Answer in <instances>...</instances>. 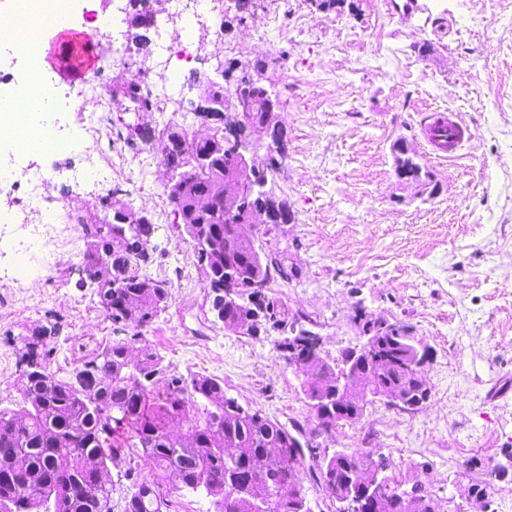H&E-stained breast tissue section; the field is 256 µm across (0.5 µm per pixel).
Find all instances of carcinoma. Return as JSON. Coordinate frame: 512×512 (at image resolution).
Here are the masks:
<instances>
[{"mask_svg": "<svg viewBox=\"0 0 512 512\" xmlns=\"http://www.w3.org/2000/svg\"><path fill=\"white\" fill-rule=\"evenodd\" d=\"M131 27L149 30L148 15L155 13L152 0H132ZM261 0H235L224 11L228 25L260 6ZM189 84L208 103L224 101L243 93L253 111L233 123V133L244 143L259 141L264 154L252 188L246 189L235 157L224 150L225 123L190 129L178 122L167 125L158 139L161 163L170 174L168 197L186 213L194 198L220 183L239 196L237 212L226 215L224 202L199 207L183 224L192 241L209 287L217 296L211 305L221 314L224 329L258 336L271 328L288 332V309L264 290L277 275L294 276L285 265L284 252L266 251L263 238L277 224L263 231L252 223L262 211L281 217L292 215L288 201L273 188L285 150L283 132L264 112L277 94L242 76L231 84L202 81ZM398 177L426 185L429 178L414 156L405 154ZM155 232L150 218L120 230L112 224L84 225L86 250L83 269L86 280L112 273L111 288L98 293L106 316L116 323L149 324L166 307L168 286L140 274V263H149L148 247ZM411 326L392 324L378 328L377 346L356 372L373 373L374 394L418 403L429 398L430 388L411 366L414 350L405 340ZM54 329L37 326L21 338V361L28 369L21 376L23 406L0 408V512H112L110 464L127 453L151 462L158 479H141L130 468V481L123 512H167L164 486L201 490L214 499L216 512H256L267 503L270 512H295L298 474L308 468L323 492L344 499L357 481L376 465L392 468L389 459H375L367 451L329 456L318 446L299 448L285 427L257 411L239 404L224 393L217 376L173 372L163 358L145 344L132 361L129 343L106 344L92 359L75 369L68 379L50 370ZM341 372L336 362L319 360L305 365L301 384L306 398L316 400L312 412L327 414L318 426L328 431L336 424V383ZM468 488L487 490V477L508 475L499 462L471 458L466 461ZM30 488L23 498L12 481ZM430 500L431 490L422 483L405 487L389 475L375 493L380 512H405L402 496Z\"/></svg>", "mask_w": 512, "mask_h": 512, "instance_id": "obj_1", "label": "carcinoma"}]
</instances>
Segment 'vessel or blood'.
I'll return each mask as SVG.
<instances>
[{
  "label": "vessel or blood",
  "instance_id": "obj_1",
  "mask_svg": "<svg viewBox=\"0 0 512 512\" xmlns=\"http://www.w3.org/2000/svg\"><path fill=\"white\" fill-rule=\"evenodd\" d=\"M92 34L73 28L60 29L50 41L46 60L64 82L82 81L90 70L95 57ZM467 128L462 122L452 120L445 113L433 112L424 125V138L435 155L455 157L465 139Z\"/></svg>",
  "mask_w": 512,
  "mask_h": 512
}]
</instances>
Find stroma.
I'll return each instance as SVG.
<instances>
[{"label":"stroma","instance_id":"stroma-1","mask_svg":"<svg viewBox=\"0 0 512 512\" xmlns=\"http://www.w3.org/2000/svg\"><path fill=\"white\" fill-rule=\"evenodd\" d=\"M416 2L405 19L389 0H346L331 12L311 0H264L224 41L244 62L283 58L263 84L282 101L287 158L273 187L294 220L269 245L296 274L271 280L267 295L321 336L329 358L361 342V313L410 325L428 351L431 396L419 410L373 401L358 423L319 434L316 445L386 455L400 479L444 499V512H477L457 494L466 460L512 449V0ZM433 110L468 127L456 160L435 159L423 141ZM101 119L110 189L88 195L82 215L98 221L105 204L121 203L152 220L149 271L168 284L166 308L140 330L115 324L82 286L83 231L67 207L83 192L71 177L80 158L57 156L60 173L45 192L67 241L28 292L0 288V406L23 400L19 336L49 322L58 327V378L139 331L171 370L219 376L241 405L311 432L300 382L275 350L280 333L233 334L211 311L206 277L154 176L161 126L130 143L138 115L118 109ZM401 139L430 186L397 176Z\"/></svg>","mask_w":512,"mask_h":512}]
</instances>
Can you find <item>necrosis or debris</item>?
<instances>
[{"label":"necrosis or debris","instance_id":"necrosis-or-debris-1","mask_svg":"<svg viewBox=\"0 0 512 512\" xmlns=\"http://www.w3.org/2000/svg\"><path fill=\"white\" fill-rule=\"evenodd\" d=\"M27 22L39 18L69 22L82 18L93 25L95 32L108 29L106 8L97 0H25ZM170 16L182 25H197L201 34L210 38L215 52H225L221 21L224 0H209L206 11H199L198 0H163ZM154 48L162 61L154 76H141L145 91L161 88L165 93L183 89L181 72L191 55L181 38L179 28L157 33ZM39 84L47 93L41 102L49 110L74 112L79 116L85 133H96V115L109 111L104 91H88L71 85L58 86L49 75L41 39L20 41L14 26L0 23V154L11 156L6 175L0 179V239L15 237L17 245L5 267L0 268V286L22 290L34 276L33 260L49 264L51 249L58 244L59 228L56 208L52 201L42 197L40 189L51 172L41 164L46 151L41 143L52 139L68 144L70 133L60 126L35 120L21 105V95L31 84Z\"/></svg>","mask_w":512,"mask_h":512}]
</instances>
